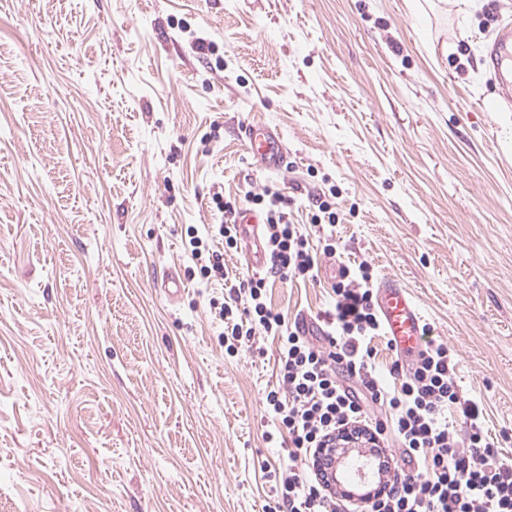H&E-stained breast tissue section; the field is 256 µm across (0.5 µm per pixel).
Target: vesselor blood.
Instances as JSON below:
<instances>
[{
    "label": "vessel or blood",
    "instance_id": "obj_1",
    "mask_svg": "<svg viewBox=\"0 0 512 512\" xmlns=\"http://www.w3.org/2000/svg\"><path fill=\"white\" fill-rule=\"evenodd\" d=\"M484 65L497 77L496 93L506 102H512V24L501 26L486 45ZM239 135L257 166L266 172H281L285 164V150L278 132L265 123L254 120L242 124ZM236 224L246 247L250 268L261 270L267 264L263 249L259 220L250 210H240ZM376 306L388 336L404 360H411L422 345L424 321L411 291L397 277L388 276L376 287Z\"/></svg>",
    "mask_w": 512,
    "mask_h": 512
}]
</instances>
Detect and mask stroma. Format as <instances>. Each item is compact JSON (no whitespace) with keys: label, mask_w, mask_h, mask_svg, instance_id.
Masks as SVG:
<instances>
[{"label":"stroma","mask_w":512,"mask_h":512,"mask_svg":"<svg viewBox=\"0 0 512 512\" xmlns=\"http://www.w3.org/2000/svg\"><path fill=\"white\" fill-rule=\"evenodd\" d=\"M0 0V512H267L277 344L224 352L186 230L275 185L412 291L512 458V126L480 58L512 0ZM262 120L288 166L253 165ZM175 271L184 292L157 285ZM239 135L247 152L262 171L282 172L286 156L277 131L260 120H253L240 126Z\"/></svg>","instance_id":"stroma-1"}]
</instances>
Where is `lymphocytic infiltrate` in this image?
<instances>
[{
    "label": "lymphocytic infiltrate",
    "instance_id": "1",
    "mask_svg": "<svg viewBox=\"0 0 512 512\" xmlns=\"http://www.w3.org/2000/svg\"><path fill=\"white\" fill-rule=\"evenodd\" d=\"M213 201L223 223L192 233L187 244L208 279L229 278L224 255L240 247L235 221L241 207L263 215L265 271L239 279L235 302L222 305L219 317L229 356L259 336L278 342L277 382L262 401L288 443L287 465L264 472L278 494V512H342L343 500L317 465L322 449L348 430L373 446L397 449L404 465L360 512H512V460L485 434L482 411L464 396L447 344L429 341L410 370L397 359L382 370L378 346L391 339L375 306L370 263L340 266L334 302L315 317L319 332L272 307L268 290L275 281L317 280L320 257H335V207L319 202L307 232L290 221L287 197L273 188L245 192L239 201L217 192ZM314 238L320 250L311 247ZM459 415L467 423L462 435L454 426Z\"/></svg>",
    "mask_w": 512,
    "mask_h": 512
}]
</instances>
